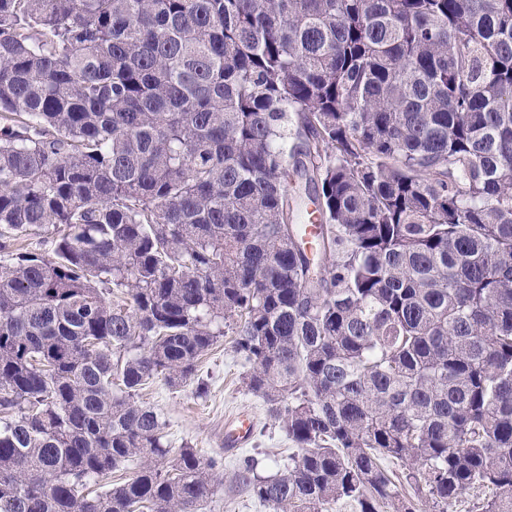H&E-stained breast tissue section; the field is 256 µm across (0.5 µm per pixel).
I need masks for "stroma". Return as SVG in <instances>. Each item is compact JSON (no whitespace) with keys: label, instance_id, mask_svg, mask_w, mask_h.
<instances>
[{"label":"stroma","instance_id":"obj_1","mask_svg":"<svg viewBox=\"0 0 512 512\" xmlns=\"http://www.w3.org/2000/svg\"><path fill=\"white\" fill-rule=\"evenodd\" d=\"M234 339L233 333H226L218 346L202 357L195 381L172 387L159 379L142 390L138 400L161 415L172 448L189 446L219 461L221 483L207 512H268L249 496L239 470L248 460L258 475L275 474L288 462L290 443L271 417L266 401L247 389L244 377L249 366L237 353ZM201 381L207 383V390H198ZM239 415L250 417L253 435L245 447L225 450L224 423Z\"/></svg>","mask_w":512,"mask_h":512}]
</instances>
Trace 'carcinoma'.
I'll return each instance as SVG.
<instances>
[{"label": "carcinoma", "mask_w": 512, "mask_h": 512, "mask_svg": "<svg viewBox=\"0 0 512 512\" xmlns=\"http://www.w3.org/2000/svg\"><path fill=\"white\" fill-rule=\"evenodd\" d=\"M229 321L270 512H512V0H0V512H205ZM224 330L226 335L218 346L199 361L194 381L170 387L158 379L142 390L137 400L161 415L173 451L189 446L221 464V484L206 512H270L249 496L239 470L243 461L250 459L255 473L273 475L288 464L292 445L270 416L266 401L247 389L244 377L249 365L234 347L232 330ZM197 379L208 384L206 391L196 389ZM239 415L250 417L254 425L244 448L240 447L252 430L249 418L239 417L235 426V421L230 422L224 433L225 421ZM225 447L237 449L225 451Z\"/></svg>", "instance_id": "1"}]
</instances>
